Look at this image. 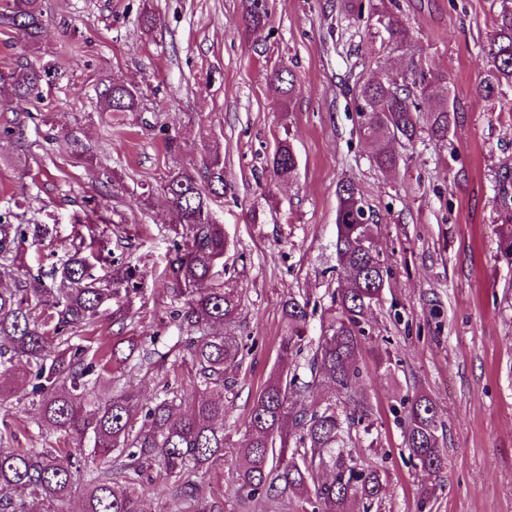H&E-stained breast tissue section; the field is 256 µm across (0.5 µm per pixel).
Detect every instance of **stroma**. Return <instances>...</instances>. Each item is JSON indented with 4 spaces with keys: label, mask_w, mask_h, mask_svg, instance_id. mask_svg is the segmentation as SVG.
Returning a JSON list of instances; mask_svg holds the SVG:
<instances>
[{
    "label": "stroma",
    "mask_w": 512,
    "mask_h": 512,
    "mask_svg": "<svg viewBox=\"0 0 512 512\" xmlns=\"http://www.w3.org/2000/svg\"><path fill=\"white\" fill-rule=\"evenodd\" d=\"M270 0L262 33L247 31L241 0H41L36 43L0 25V73L50 65L40 99L15 104L0 84V218L46 224L53 233L20 248L23 268L49 274L76 242L91 210L111 223L102 240L145 272L138 313L123 332L171 348L174 361L124 366L105 388L141 399L189 387L195 371L171 318L165 270L175 217L161 198L169 169L200 175L212 146L224 155V196L212 203L224 226L226 274L244 301L237 336L243 363L225 394L224 440L239 446L254 397L278 365L282 303L309 297L310 340L330 319L336 280V188L354 181L373 214L377 247L390 268L381 303L368 316L357 393L365 397L371 442L360 464L382 475L370 512H512V267L495 258L502 223L499 180L512 171V91L479 96L482 49L494 28V0H396L410 35L389 43L362 0ZM157 16L144 30L143 7ZM287 63L296 76L283 102L270 74ZM448 79L453 108L444 142L421 134L396 171L371 159L359 134L355 88L379 75L400 79L411 63ZM140 90L136 112H105L112 81ZM79 129L93 164L76 162L63 136ZM290 138L297 176L273 182L266 158ZM175 148H167V140ZM435 402L444 466L415 468L403 444L404 399ZM33 405L21 377L0 378V448H77ZM194 481L215 512H295L281 501H244L230 464ZM144 512H191L163 471L143 479Z\"/></svg>",
    "instance_id": "stroma-1"
}]
</instances>
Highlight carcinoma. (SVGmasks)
Listing matches in <instances>:
<instances>
[{
    "instance_id": "1",
    "label": "carcinoma",
    "mask_w": 512,
    "mask_h": 512,
    "mask_svg": "<svg viewBox=\"0 0 512 512\" xmlns=\"http://www.w3.org/2000/svg\"><path fill=\"white\" fill-rule=\"evenodd\" d=\"M380 0L377 22L389 41L403 47L407 28ZM241 20L256 34L268 21V0H244ZM0 22L23 30L36 40L42 30L38 0H13ZM483 100L512 90V0H499L494 30L482 56ZM50 72L26 64L0 80L19 98L39 96ZM270 82L285 99L293 93L294 78L286 64L273 69ZM420 96L432 97L428 134L436 142L448 137V82L421 66H413L403 83L381 78L359 86L357 108L360 133L370 143L375 165L393 170L400 154L392 144L411 146L418 138ZM108 112H135L141 92L120 81L103 92ZM278 180L295 178L297 156L289 138L281 139L269 159ZM164 203L182 226L167 263V293L178 304L173 318L199 331L190 348L195 369L188 389L164 390L148 406L128 392H101L96 376L109 365H124L134 355L132 339L116 338L112 346L95 351L72 343V334L102 314L124 326L133 317L135 299L144 275L112 251L84 254L75 249L51 274L25 273L15 287L0 286V375L28 379L31 395L39 400L43 418L66 434L89 438L100 471L85 484L76 512H142L137 485L144 472L162 468L174 487L194 497L189 477L224 459V393L234 386L228 372L242 365L236 337L224 332L240 315L242 292L224 280V227L208 219L210 202L224 197V160L215 155L198 177L173 168L162 185ZM336 272L340 288L331 294L334 316L323 329L317 347L304 354L309 318L308 300L288 296L282 311L285 337L279 365L256 395L249 412L247 438L232 450L236 493L241 498L274 502L294 497L312 512H352L356 502L379 499L382 478L362 467L347 444L369 433L363 425L370 408L352 392L360 375L357 356L366 336V316L380 303L389 270L372 249L371 218L358 188L351 181L337 191ZM505 223L495 227L497 259L512 265V193L503 189ZM50 234L47 224L0 222V259L18 256L27 238ZM333 398L320 405L312 398L320 385ZM438 412L423 394L407 407L403 443L415 466L435 473L444 465L439 446ZM79 461L60 458L54 448L40 451L0 448V512H26L28 500H38L45 512H58L72 501L79 482Z\"/></svg>"
}]
</instances>
